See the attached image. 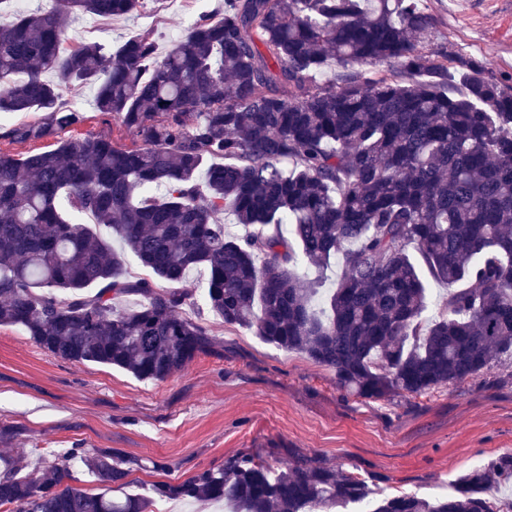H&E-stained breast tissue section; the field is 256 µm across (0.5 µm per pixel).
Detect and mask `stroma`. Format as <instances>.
Listing matches in <instances>:
<instances>
[{
	"instance_id": "35a3bbf8",
	"label": "stroma",
	"mask_w": 512,
	"mask_h": 512,
	"mask_svg": "<svg viewBox=\"0 0 512 512\" xmlns=\"http://www.w3.org/2000/svg\"><path fill=\"white\" fill-rule=\"evenodd\" d=\"M436 25L428 47L449 62L483 65L512 87V12L500 0H427ZM185 0H146L105 23L82 15L69 33L119 44L148 32L167 52L190 28ZM93 85L66 88L63 103L85 115L76 134L127 142L117 119L97 111ZM213 345L183 371L142 381L110 366L65 361L17 327H0V428L7 452L41 462L49 448H99L137 462L130 492L183 481L241 455L279 469L309 460L372 476L378 494L452 493L471 468L512 452V367L416 398L363 400L336 385L332 369L280 349L253 329L189 311Z\"/></svg>"
}]
</instances>
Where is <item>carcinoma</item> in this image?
<instances>
[{
	"mask_svg": "<svg viewBox=\"0 0 512 512\" xmlns=\"http://www.w3.org/2000/svg\"><path fill=\"white\" fill-rule=\"evenodd\" d=\"M9 3L0 114L46 117L6 134L55 143L0 156V326L63 360L162 381L210 345L185 316L197 304L190 273L202 270L205 306L224 324L332 368L365 400L427 395L512 360V87L478 63L448 66L445 45L426 49L435 18L424 0H224L221 18L199 19L163 54L148 33L70 44L62 16L110 20L143 0H55L7 18ZM75 83L96 86L97 110L131 144L57 139L82 122L58 105ZM221 214L242 234H226ZM411 247L448 285L433 321ZM126 252L155 279L127 276ZM338 256L323 319L295 268L322 271ZM130 297L139 302L120 306ZM50 456L31 469L0 453V506L152 512L183 498L318 512L372 494L358 473L274 470L253 456L133 494L110 451ZM74 460L105 492L66 485ZM511 481L507 453L461 476L452 496L391 495L372 512H496L483 491Z\"/></svg>",
	"mask_w": 512,
	"mask_h": 512,
	"instance_id": "obj_1",
	"label": "carcinoma"
}]
</instances>
